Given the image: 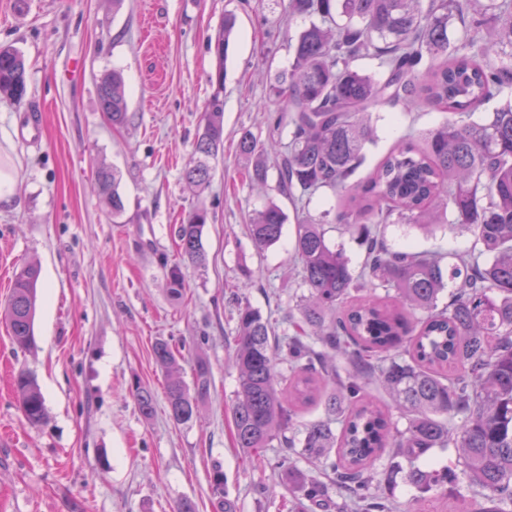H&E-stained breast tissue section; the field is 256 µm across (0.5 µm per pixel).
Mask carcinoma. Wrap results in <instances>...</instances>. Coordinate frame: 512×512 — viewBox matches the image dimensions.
I'll use <instances>...</instances> for the list:
<instances>
[{"instance_id": "obj_1", "label": "carcinoma", "mask_w": 512, "mask_h": 512, "mask_svg": "<svg viewBox=\"0 0 512 512\" xmlns=\"http://www.w3.org/2000/svg\"><path fill=\"white\" fill-rule=\"evenodd\" d=\"M288 14L312 21L272 86L281 104L275 127L288 136L276 162L277 187L300 201L322 188L344 191L347 207L335 221L366 249L356 274L343 250L328 243L322 223L296 217L294 254L308 295L300 318H289L292 332L276 334L249 303L239 305L233 355L239 387L231 408L236 447L250 456L276 443L290 457L317 461L324 481L279 464L284 481L315 504L336 487L350 491V512H390L389 490L402 478L417 491L407 512H426L430 492L444 488L454 496L464 481L483 495L470 512H512V102L482 122L471 120L479 107L512 90V64L499 61L512 56V0H288ZM456 16L463 28L452 40ZM235 25L227 15L215 35L221 63ZM362 57L377 61L379 76L353 67ZM26 92L22 54L0 46V102L19 104ZM98 93L112 125H124L121 73H103ZM381 100L405 112L442 107L455 118L430 131L421 147L401 141L370 177L354 181L375 139L366 113ZM202 121L183 171L199 189L224 145L219 95ZM239 150L254 159L251 180L265 185V148L245 130ZM96 184L112 214L122 213L117 172L97 168ZM442 194L452 207L449 223L473 231L469 250L446 266L440 254L386 245L385 224L425 228L445 220L436 204ZM208 219L206 209L195 208L177 231L181 255L198 265L206 261ZM285 221L274 204L255 213L249 232L256 247L275 244ZM39 278L38 265L23 266L4 313L22 349L35 343ZM167 278L170 296L180 299V266H167ZM379 288L385 296L376 294ZM153 351L166 372L170 418L192 421L210 389L208 364L197 361L190 387L168 343H155ZM279 362L287 373L276 372ZM369 382L392 396L407 420L404 430L366 393ZM14 386L25 420L40 424L46 410L35 377L22 371ZM135 399L151 417V390L137 387ZM321 401L337 420L311 421L301 436L292 434L301 412ZM450 447L461 452L460 472L412 465L433 448ZM384 455L386 464L373 471ZM402 458L411 466L403 467Z\"/></svg>"}]
</instances>
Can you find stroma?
I'll return each instance as SVG.
<instances>
[{
	"instance_id": "1",
	"label": "stroma",
	"mask_w": 512,
	"mask_h": 512,
	"mask_svg": "<svg viewBox=\"0 0 512 512\" xmlns=\"http://www.w3.org/2000/svg\"><path fill=\"white\" fill-rule=\"evenodd\" d=\"M228 14L237 34L221 63L208 39ZM306 24L289 16L288 0H0V45L20 51L27 79L20 105L0 104V170L15 179L13 192L0 195V311L16 272L27 263L41 269L34 346L19 349L0 319V512H177L186 499L196 512H291L297 503L305 512H343L347 498L338 491L318 506L283 485L274 468L283 449L243 455L231 416L240 303L287 329L307 293L293 220L300 211L321 220L345 202L329 188L306 206L272 185L257 192L237 150L245 130L264 144L277 139L280 105L270 87ZM112 69L128 104L120 127L98 96V76ZM216 94L224 151L200 193L183 171ZM445 117L430 107L373 105L377 139L357 178L401 137L423 142ZM101 164L118 173L121 217L98 194ZM271 202L289 222L279 243L260 250L248 225ZM198 207L209 213L201 266L176 246L180 222ZM382 232L393 247L447 257L472 243L467 229L447 224H388ZM168 262L184 275L178 301L168 293ZM160 340L178 352L185 382L197 359L210 367L209 393L190 423L169 417L166 376L153 354ZM22 370L44 396L47 418L37 426L25 421L12 385ZM139 385L154 395L148 419L133 395Z\"/></svg>"
}]
</instances>
